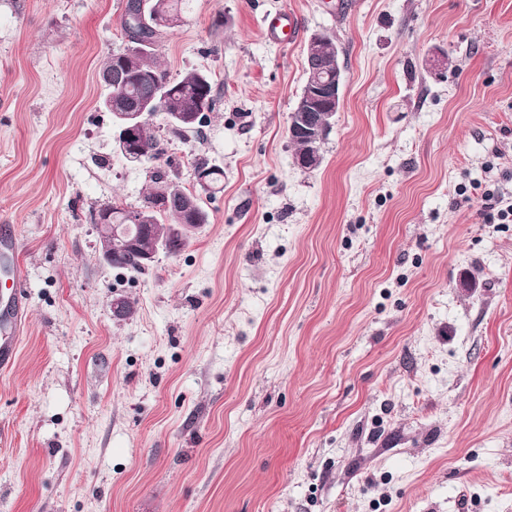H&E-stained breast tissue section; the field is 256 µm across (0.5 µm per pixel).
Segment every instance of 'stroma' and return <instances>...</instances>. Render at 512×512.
Here are the masks:
<instances>
[{
  "mask_svg": "<svg viewBox=\"0 0 512 512\" xmlns=\"http://www.w3.org/2000/svg\"><path fill=\"white\" fill-rule=\"evenodd\" d=\"M125 4L0 0V320L27 279L0 512H512V223L481 201L512 204V0H191L154 57L216 109L154 123L179 185L224 178L141 272L91 221L155 186L100 107ZM282 13L294 41L262 34ZM318 34L342 101L305 171L287 125Z\"/></svg>",
  "mask_w": 512,
  "mask_h": 512,
  "instance_id": "1",
  "label": "stroma"
}]
</instances>
